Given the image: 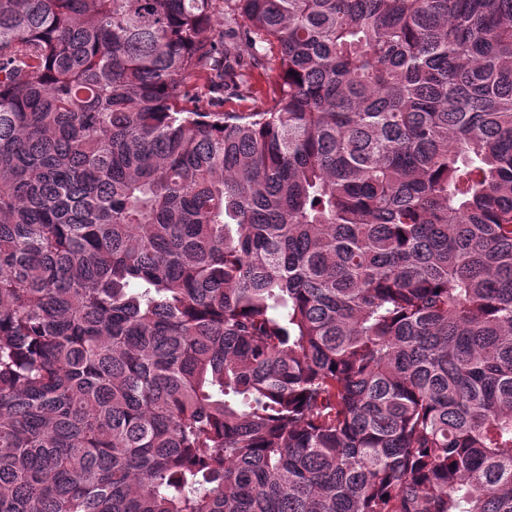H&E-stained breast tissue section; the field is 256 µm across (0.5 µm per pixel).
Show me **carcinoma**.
<instances>
[{"instance_id":"1","label":"carcinoma","mask_w":512,"mask_h":512,"mask_svg":"<svg viewBox=\"0 0 512 512\" xmlns=\"http://www.w3.org/2000/svg\"><path fill=\"white\" fill-rule=\"evenodd\" d=\"M216 11L0 0V512H512V0ZM277 82V71L273 64H264L253 69L250 84L253 93L261 98H270Z\"/></svg>"}]
</instances>
